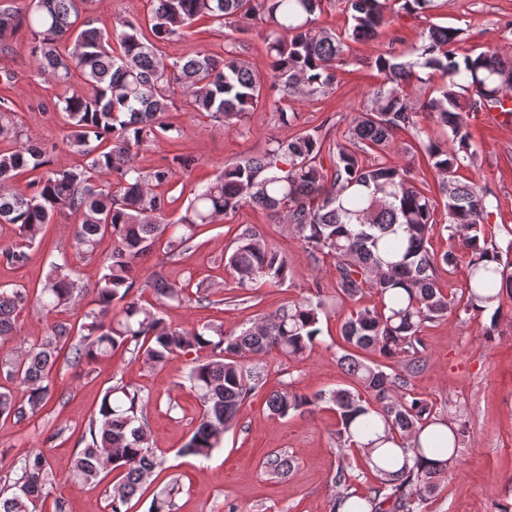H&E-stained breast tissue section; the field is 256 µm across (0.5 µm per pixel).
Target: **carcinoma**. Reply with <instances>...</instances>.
Returning <instances> with one entry per match:
<instances>
[{
  "label": "carcinoma",
  "instance_id": "1",
  "mask_svg": "<svg viewBox=\"0 0 512 512\" xmlns=\"http://www.w3.org/2000/svg\"><path fill=\"white\" fill-rule=\"evenodd\" d=\"M91 3L27 0L20 14L0 10V55L10 53L14 35L26 27L40 74L63 87L42 110L63 114L70 129L66 148L85 158L79 167L53 165L55 145L28 134L10 99L0 96V223L17 228L15 244L0 250V259L26 263L42 226L60 219L73 224L81 257L102 268L89 286L68 262L49 263L36 305L52 321L40 337L0 356V378L8 382L0 385V417L21 423L43 409L54 395L53 370L63 350L68 367L131 346L151 368L189 355L187 381L202 415L179 454L210 456L246 399L266 383L264 366L247 357L275 352L302 360L322 333L328 302L318 292L289 299L238 333L225 332L222 324L174 327L160 307L211 303L202 284L171 281L158 271L142 280L136 263L161 244L171 256L196 250L200 227L262 210L288 226L311 264L329 265L336 304L356 303L339 329L350 349L337 359L351 385L311 396L274 389L267 395L269 413L286 418L329 404L341 455L367 459L374 481L363 495L348 489L347 467L338 466L331 512H430L459 463L467 413L409 390L410 379L423 369L426 327L453 313L481 317L491 306L490 337L504 296L512 298V262L505 259L512 239L501 247L488 222L498 199L461 174L477 155L463 113L488 109L512 116V57L465 50L462 29L431 24L420 32L414 58L391 46L369 61L382 82L337 135L331 117L309 126L293 104L335 93L340 73L357 63L352 44L377 39L398 18H422L448 0H332L347 19L339 32L318 23L325 0H147V22L125 20L118 33L95 26ZM200 20L230 30L223 54H162L161 45L185 37ZM252 31L270 60L266 72L248 59L245 35ZM178 95L226 129L243 128L249 112L268 106L292 133L271 138L260 155L224 165L176 217L175 199L155 187L191 170L195 159L178 155L146 169L138 157L174 131L166 115ZM402 133L409 137L404 152L426 161L437 190L412 165L389 160ZM24 173L34 179L20 190L14 180ZM440 209L443 229L456 241L443 253L430 246ZM290 265L255 224L237 225L232 250L224 251V270L239 291L285 284ZM460 265L466 268L462 287L443 290L440 273ZM146 291L153 300L143 298ZM367 292L375 303L358 305ZM30 305L27 289H0L1 343L18 336L19 315ZM360 351L394 359L401 370L389 373ZM14 385L24 399H17ZM148 404L141 391L122 383L107 389L89 421L90 440L76 454L72 481L99 485L115 474L109 512H128L163 464L151 447ZM431 425L448 433L421 439ZM261 466L274 476L293 469L277 451ZM11 469L16 478L0 488V512H37L55 481L44 452L19 454ZM175 488L173 482L153 498L150 512H174Z\"/></svg>",
  "mask_w": 512,
  "mask_h": 512
}]
</instances>
